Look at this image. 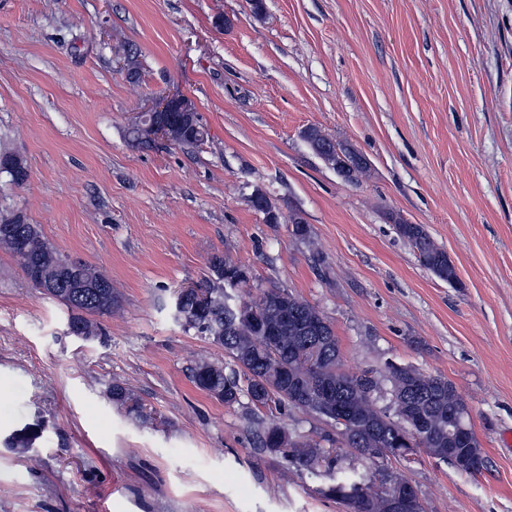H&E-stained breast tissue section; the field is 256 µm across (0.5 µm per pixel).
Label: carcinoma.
I'll return each instance as SVG.
<instances>
[{
	"label": "carcinoma",
	"instance_id": "1",
	"mask_svg": "<svg viewBox=\"0 0 512 512\" xmlns=\"http://www.w3.org/2000/svg\"><path fill=\"white\" fill-rule=\"evenodd\" d=\"M169 133L180 146H194L208 138L195 107L188 104L179 112L166 113ZM314 153L333 169L342 171V179L358 180L368 169L366 157L352 146L333 140L315 127L304 131ZM0 174L20 185L28 179L24 161L15 154L0 155ZM252 206L262 212L268 224L280 223L281 214L267 196L256 189L250 195ZM400 235L417 250L421 264L446 281L453 270L448 255L438 247L420 224H409L393 217ZM0 247L9 250L21 264L33 287L63 303L70 311L68 328L75 336H97L92 315L112 313L118 298L112 281L95 267L63 256L47 240L37 225L22 216L0 218ZM247 271L221 254L211 257L205 287L181 291L178 309L184 327L224 348L232 365L198 362L192 373L195 385L224 403L240 404L245 396L257 408L270 404L288 405L315 416L336 429L345 428L340 419L353 415L363 422L358 439L341 442L345 452L365 460L383 457V450L396 454L404 447L407 430L397 415L421 412L430 421L429 434L417 442V448H461L464 443L448 441V424L466 407L455 385L443 376H427L417 383L411 377L415 367L386 363L390 383L383 391L380 379L371 372L350 375L340 368V351L331 323L307 301L286 289L270 288L249 303L241 304L242 313L234 315L224 296V286L246 282ZM247 385H242V382ZM112 401L127 408L129 414L142 416L141 407L132 401L120 384L109 390ZM389 396V406L376 402ZM42 433V423L27 424L13 432L7 444L28 450ZM259 446L281 454L298 470L313 471L328 462L327 483L320 493L343 503L349 512H393L390 489L403 476L385 469L359 471L345 468L330 450L280 426L263 427ZM372 484L378 491L370 498L362 486Z\"/></svg>",
	"mask_w": 512,
	"mask_h": 512
}]
</instances>
